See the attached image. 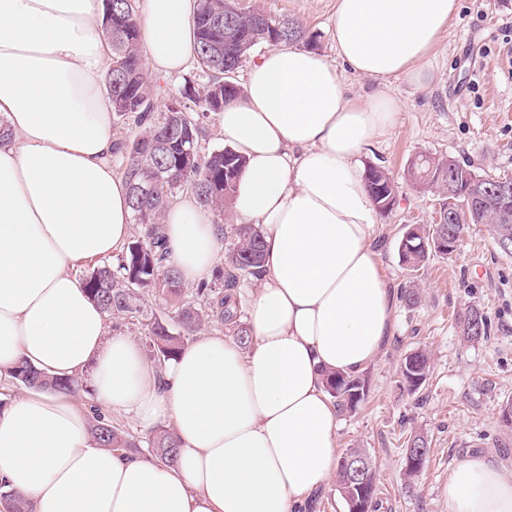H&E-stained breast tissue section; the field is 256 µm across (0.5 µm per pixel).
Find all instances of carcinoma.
I'll use <instances>...</instances> for the list:
<instances>
[{
  "label": "carcinoma",
  "mask_w": 512,
  "mask_h": 512,
  "mask_svg": "<svg viewBox=\"0 0 512 512\" xmlns=\"http://www.w3.org/2000/svg\"><path fill=\"white\" fill-rule=\"evenodd\" d=\"M139 0H103V26L112 46V66L105 79L112 104V117L127 127L129 135L116 140L113 154L122 156V177L128 188L133 223L139 232L124 247L117 262L100 260L83 275L93 301L108 318L136 317L142 313V292L152 290L177 300V319L182 331L173 333L160 320L153 321L145 334L147 354L166 362L185 346L189 337L208 329L211 323L229 326L236 341L248 348L252 343L249 328L239 323L240 277L255 276L262 262V230L255 224H229L224 234L231 238L224 272L215 281L203 282L197 294L205 298L197 306L181 299L182 279L170 263L164 240L163 217L177 194L191 191L198 205L213 215V223H223L224 211L231 208L236 182L246 167L244 157L232 149L202 151L199 119L224 110V103L242 95L234 82H221L217 72L238 69L251 51L261 45L288 46L306 42L303 26L286 17H275L260 10L242 11L232 0H198L195 16L197 58L208 73V81L173 98L183 101V110L173 112L168 105L150 112L140 107L152 98L139 46ZM221 14L223 23L216 28L213 15ZM197 148L200 162L192 167L183 163V148ZM410 180L441 192L452 181L474 187L475 199L467 212L448 216V197L442 198L439 222L406 228L398 244L402 264L419 270L432 256L446 257L448 250L439 240H461L468 224H482L496 208L501 181L512 184L509 176L476 178L477 172L455 160L423 157L408 167ZM368 191L376 208L387 213L393 209L398 185L390 172L375 165L365 171ZM465 336L477 339L487 335L488 318L477 309L460 320ZM414 364L415 375L425 380L430 371L426 352L414 351L403 359L404 366ZM13 379L26 388L76 394L83 383L74 378L51 377L22 361L12 372ZM364 380L355 375H329L328 393L341 411L354 412L364 402ZM90 432L102 448L138 450L139 440L119 429L97 413ZM157 461L173 466L178 462L174 431L161 428L148 439Z\"/></svg>",
  "instance_id": "cac0c4a2"
}]
</instances>
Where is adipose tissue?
<instances>
[{
  "label": "adipose tissue",
  "mask_w": 512,
  "mask_h": 512,
  "mask_svg": "<svg viewBox=\"0 0 512 512\" xmlns=\"http://www.w3.org/2000/svg\"><path fill=\"white\" fill-rule=\"evenodd\" d=\"M100 0H0V384L17 362L88 378L109 414L171 424L170 467L100 447L72 396L30 389L0 404V483L26 512H299L338 464L328 374L362 373L394 331L397 294L375 249L366 148L394 127L397 100L357 102L338 72L426 83L458 0H336V62L295 46L253 60L220 114L248 166L232 210L260 226L253 344L200 333L156 369L113 333L74 269L110 258L131 233L112 170V108L100 84L108 45ZM197 0H144L146 68L196 57ZM185 283L211 276L221 232L194 201L165 214ZM449 512H512V473L479 453L448 477Z\"/></svg>",
  "instance_id": "obj_1"
}]
</instances>
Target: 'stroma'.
I'll use <instances>...</instances> for the list:
<instances>
[{
  "label": "stroma",
  "instance_id": "stroma-1",
  "mask_svg": "<svg viewBox=\"0 0 512 512\" xmlns=\"http://www.w3.org/2000/svg\"><path fill=\"white\" fill-rule=\"evenodd\" d=\"M459 12L430 60L422 87L393 78L386 84L346 74L352 98L384 91L400 103L396 126L367 148L364 164L387 169L398 184L391 212L377 214L380 261L392 286L412 282L421 300L397 304L395 334L362 376L368 400L339 416L338 450L366 449L377 464L376 512H449L448 476L455 462L485 452L512 470V426L502 410L512 403V256L502 253L487 224L469 225L457 252L433 257L410 271L398 256L405 226L432 224L440 197L406 178L414 158H453L477 172L512 175V0H459ZM300 21L310 49L335 60L331 17L336 0H239ZM143 313L111 319L113 332L143 340L149 323L170 321L174 309L158 292L141 298ZM484 312L487 336L470 341L457 319ZM426 351L430 372L411 392L400 384V364ZM427 436L431 452L421 474L407 479L404 457L411 434Z\"/></svg>",
  "mask_w": 512,
  "mask_h": 512
}]
</instances>
